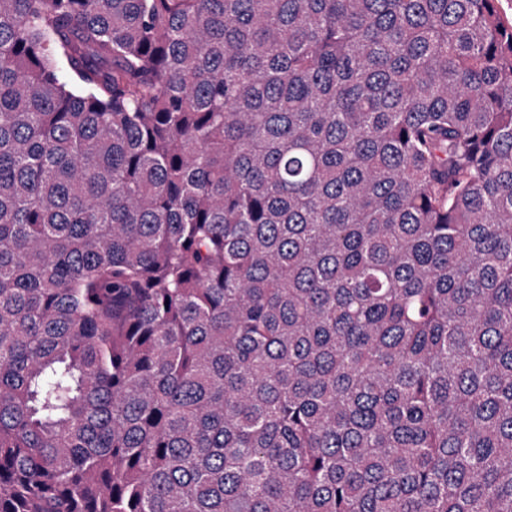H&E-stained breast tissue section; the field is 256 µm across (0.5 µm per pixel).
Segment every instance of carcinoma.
<instances>
[{"label":"carcinoma","mask_w":512,"mask_h":512,"mask_svg":"<svg viewBox=\"0 0 512 512\" xmlns=\"http://www.w3.org/2000/svg\"><path fill=\"white\" fill-rule=\"evenodd\" d=\"M495 0H0V512H512Z\"/></svg>","instance_id":"1"}]
</instances>
